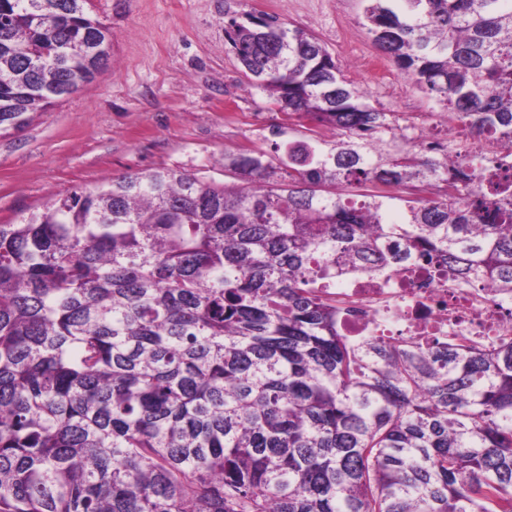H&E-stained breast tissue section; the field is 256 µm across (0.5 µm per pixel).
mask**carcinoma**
Segmentation results:
<instances>
[{
    "label": "carcinoma",
    "instance_id": "carcinoma-1",
    "mask_svg": "<svg viewBox=\"0 0 512 512\" xmlns=\"http://www.w3.org/2000/svg\"><path fill=\"white\" fill-rule=\"evenodd\" d=\"M88 2L0 0V127L106 67ZM365 2L448 152L315 35L226 3L304 138L224 153L238 185L125 174L0 224V512H512V338L355 344L334 291L417 258L512 294V0Z\"/></svg>",
    "mask_w": 512,
    "mask_h": 512
}]
</instances>
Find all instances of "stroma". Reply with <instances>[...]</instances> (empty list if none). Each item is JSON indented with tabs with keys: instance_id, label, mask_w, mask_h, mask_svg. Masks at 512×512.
<instances>
[{
	"instance_id": "35a3bbf8",
	"label": "stroma",
	"mask_w": 512,
	"mask_h": 512,
	"mask_svg": "<svg viewBox=\"0 0 512 512\" xmlns=\"http://www.w3.org/2000/svg\"><path fill=\"white\" fill-rule=\"evenodd\" d=\"M364 0H236L318 37L371 105L419 134L437 104L372 41ZM224 0H90L109 29L108 65L76 93L0 131V224L122 174L184 170L224 184L225 153L298 139L296 118L249 87L224 36Z\"/></svg>"
}]
</instances>
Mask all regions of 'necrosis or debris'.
Segmentation results:
<instances>
[{"instance_id": "4bbe7bcc", "label": "necrosis or debris", "mask_w": 512, "mask_h": 512, "mask_svg": "<svg viewBox=\"0 0 512 512\" xmlns=\"http://www.w3.org/2000/svg\"><path fill=\"white\" fill-rule=\"evenodd\" d=\"M336 301L343 307L342 329L354 338L422 336L445 344L512 336V297L459 285L448 270L431 275L403 263L373 286L347 283Z\"/></svg>"}]
</instances>
